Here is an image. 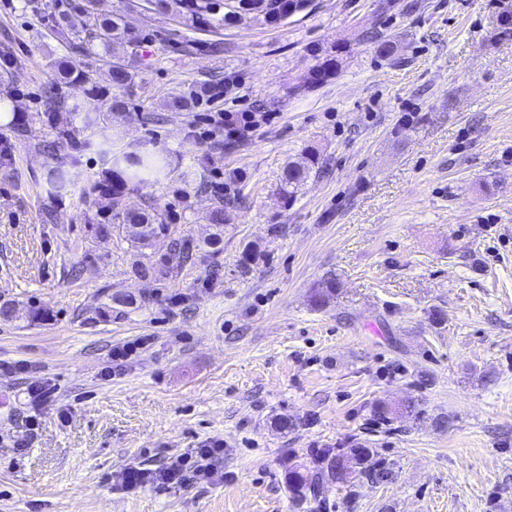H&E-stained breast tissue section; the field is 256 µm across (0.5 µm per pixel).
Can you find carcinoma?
I'll return each mask as SVG.
<instances>
[{"instance_id":"cac0c4a2","label":"carcinoma","mask_w":512,"mask_h":512,"mask_svg":"<svg viewBox=\"0 0 512 512\" xmlns=\"http://www.w3.org/2000/svg\"><path fill=\"white\" fill-rule=\"evenodd\" d=\"M217 0H186V6L192 17L205 18L215 11ZM252 4L263 8L265 16L271 22H276L288 16L290 0H250ZM141 44L140 35L130 25L119 17H104L98 24V29L86 37L83 52L96 56L109 65L112 76V86L124 89L135 81L132 73L120 59L112 56L114 47L121 46L132 53L137 52ZM59 81L66 84L84 85L90 83V77L71 68L70 64L62 62L58 65ZM213 86L206 85L199 89L195 87L175 92L168 96L165 104L170 109H187L200 105L207 100ZM126 163V171L117 173L109 168L99 175L94 189L99 196L100 210L107 213L104 220L92 225L94 235L98 238H117L120 243H126L127 248L139 256L133 264L134 271L143 278L154 280H169L173 278L174 269L162 261L152 260L147 254L153 242L159 236H168L175 249L189 262L199 251L218 244L224 235V203L214 206L207 216V221L213 227V233L204 241L194 244L177 234L174 225L168 222L165 213L147 205L143 208H126L122 205V191L119 187L129 185L137 187L144 181V176L160 168L159 160L153 156L127 159H115L114 165ZM316 165V160H310L307 165L290 163L284 168L279 195L283 203L292 202L307 182ZM49 182L57 193H67L74 184L72 164L57 163L49 171ZM317 469L314 477L303 475L298 468L288 471V491L293 507L300 508L314 502L322 507L319 499V486L326 478L336 479L344 483L349 472L357 473L360 478L379 482L390 475V471L376 459V450L365 445L355 448H313L310 450Z\"/></svg>"}]
</instances>
